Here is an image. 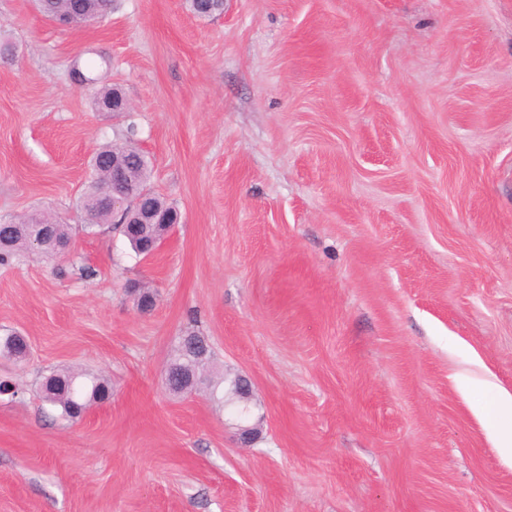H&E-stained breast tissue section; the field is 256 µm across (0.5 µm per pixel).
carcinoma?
I'll list each match as a JSON object with an SVG mask.
<instances>
[{"label":"carcinoma","mask_w":512,"mask_h":512,"mask_svg":"<svg viewBox=\"0 0 512 512\" xmlns=\"http://www.w3.org/2000/svg\"><path fill=\"white\" fill-rule=\"evenodd\" d=\"M113 0H39L37 8L48 20H66L69 26L84 24L81 15L89 13L103 22L112 13ZM121 92L108 85L97 88L93 102L97 111H124ZM123 156L128 161L129 176L141 188L148 190L144 209L155 212L159 221L174 217L176 208L151 189V162L132 143H106L93 156L91 180L78 199V207L85 215L80 225L87 235H95L112 223V210L108 205H95V200L104 199L112 188V171L105 165L112 155ZM72 239V226L59 224L48 215H32L20 224H0V266L16 262L26 252H37L47 259L58 258L57 247L67 245ZM28 345L24 337L10 334L0 338V357L14 362L25 359ZM211 357V350L202 336L189 334L179 341L177 358L172 362L166 379L179 382V376L191 367L202 371ZM109 388L105 380L85 372H51L42 377L39 387L41 401L59 412L65 420L79 418L92 404L105 399Z\"/></svg>","instance_id":"obj_1"}]
</instances>
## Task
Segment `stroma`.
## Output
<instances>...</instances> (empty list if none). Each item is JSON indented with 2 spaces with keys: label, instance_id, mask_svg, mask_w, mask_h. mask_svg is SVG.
<instances>
[{
  "label": "stroma",
  "instance_id": "35a3bbf8",
  "mask_svg": "<svg viewBox=\"0 0 512 512\" xmlns=\"http://www.w3.org/2000/svg\"><path fill=\"white\" fill-rule=\"evenodd\" d=\"M0 40V221L82 223L125 138L180 214L148 258L108 228L0 267L29 346L0 358V512H512L457 387L512 391V0H115L70 29L0 0ZM78 55L128 111H96ZM190 330L206 378H249L251 446L168 392ZM68 370L112 388L75 421L37 395Z\"/></svg>",
  "mask_w": 512,
  "mask_h": 512
}]
</instances>
